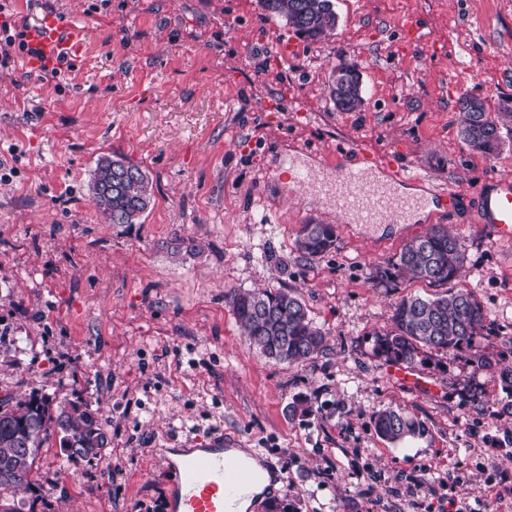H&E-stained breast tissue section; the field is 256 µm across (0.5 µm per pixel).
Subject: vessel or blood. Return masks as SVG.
<instances>
[{"instance_id": "1", "label": "vessel or blood", "mask_w": 512, "mask_h": 512, "mask_svg": "<svg viewBox=\"0 0 512 512\" xmlns=\"http://www.w3.org/2000/svg\"><path fill=\"white\" fill-rule=\"evenodd\" d=\"M30 43L48 59H70L84 49L85 29L61 22L55 15L35 17L27 29ZM368 168L348 165L337 169L335 178L316 184L318 192L333 202L337 213L354 212L359 223L377 224L405 217L404 205L393 201L385 189L372 186ZM481 221L493 238L512 240V180L495 181L491 191L476 199ZM256 478L253 469L223 448L187 451L174 471L172 512H226V502Z\"/></svg>"}]
</instances>
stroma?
Masks as SVG:
<instances>
[{
    "label": "stroma",
    "instance_id": "stroma-1",
    "mask_svg": "<svg viewBox=\"0 0 512 512\" xmlns=\"http://www.w3.org/2000/svg\"><path fill=\"white\" fill-rule=\"evenodd\" d=\"M338 25L306 42L258 0H5L11 23L57 12L87 31L63 78L20 54L0 69V397L49 392L92 402L111 440L92 462L40 454L25 512H169L175 448L216 438L279 468L293 512H512V415L480 356L512 362V241L493 239L473 200L512 178V131L493 157L458 135L460 95L496 111L512 97V0H335ZM415 18L420 40L401 42ZM290 43L293 53L281 54ZM361 66L365 105L339 112L326 85L339 58ZM145 168L138 224H107L88 181L98 158ZM389 155L421 174L424 219L356 224L287 174ZM463 203L449 209L442 189ZM336 227L305 259L304 225ZM463 242L453 285L475 291L490 335L429 351L403 385L375 350L404 295L438 287L374 279L431 226ZM193 244L173 255L174 240ZM283 260L278 270L275 260ZM293 288L326 350L269 361L243 336L228 289ZM306 400L309 411L289 416ZM426 425L381 439L379 411Z\"/></svg>",
    "mask_w": 512,
    "mask_h": 512
}]
</instances>
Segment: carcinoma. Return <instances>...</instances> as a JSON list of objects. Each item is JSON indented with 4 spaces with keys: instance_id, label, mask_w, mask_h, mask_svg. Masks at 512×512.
<instances>
[{
    "instance_id": "obj_1",
    "label": "carcinoma",
    "mask_w": 512,
    "mask_h": 512,
    "mask_svg": "<svg viewBox=\"0 0 512 512\" xmlns=\"http://www.w3.org/2000/svg\"><path fill=\"white\" fill-rule=\"evenodd\" d=\"M262 10L281 18L305 41L330 35L337 25L334 0H259ZM360 65L341 58L330 72L327 91L338 112H360L364 107ZM459 133L473 151L492 156L503 144L501 134L512 123V99H504L498 112H488L485 100L465 94L456 103ZM131 171L122 190L104 193L110 173ZM91 199L109 224H137L151 203V183L137 164L123 158L104 157L91 173ZM336 241L333 224H306L296 240V250L306 259L328 252ZM465 262L460 239L444 227H434L407 243L397 261L377 271L376 280L395 281L410 275L431 285L455 280ZM232 314L250 344L275 363L300 364L325 350L326 333L310 318L302 298L291 289H229L224 293ZM487 330L484 308L475 292L448 289L433 298L403 296L393 304L392 327L376 340V351L389 363L414 366L425 350L453 353ZM495 367L494 380L510 401L512 410V363H492L483 357L480 367ZM375 428L382 439L399 444L423 435L425 425L397 408L380 411ZM56 440L60 449L83 448L66 460L77 463L97 458L110 444L102 428L99 409L92 403L64 405L49 393L29 399H0V512H21L15 495L36 484L35 462L44 445Z\"/></svg>"
}]
</instances>
